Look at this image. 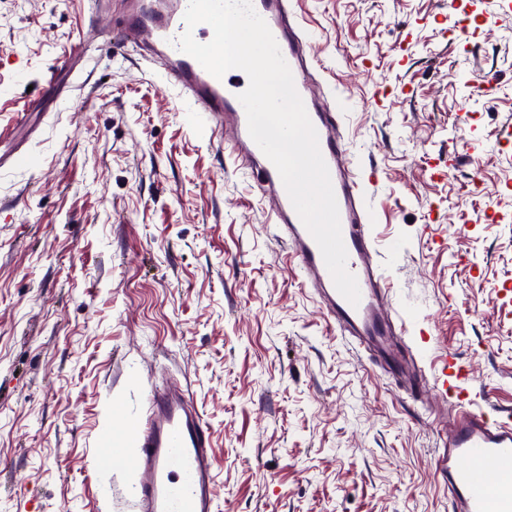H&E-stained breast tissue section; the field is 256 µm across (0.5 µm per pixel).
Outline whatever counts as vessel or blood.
I'll use <instances>...</instances> for the list:
<instances>
[{
    "label": "vessel or blood",
    "mask_w": 512,
    "mask_h": 512,
    "mask_svg": "<svg viewBox=\"0 0 512 512\" xmlns=\"http://www.w3.org/2000/svg\"><path fill=\"white\" fill-rule=\"evenodd\" d=\"M266 21L288 64L297 92L317 131L320 151L328 166L336 195L346 267L359 285L361 299L351 305L336 289L315 240L295 211L274 165L252 140L238 96L245 89L240 70L215 78L194 58L180 51L176 39L184 32L188 0L174 6L138 0L120 22L123 33L118 55H139L157 63L167 82L187 96L197 111L224 127V147L236 167L257 184L262 196L274 202L275 224L288 244L289 257L313 289L329 322L343 335L369 350L375 364L387 371L409 399L423 401L434 392L452 413L438 450L436 470L448 483L451 512H512V419L492 418L481 408L469 387L472 372L455 353L442 360L435 379L417 366L405 342L408 327L392 308L384 289L385 275L375 261L372 216L364 206V187L374 174L356 175L341 133L340 115L328 102L309 92L312 81L302 47L305 31L292 0H252ZM99 33L88 27L59 61L48 68L44 83L53 91L58 73L74 59L91 60ZM212 433L208 422L185 393L151 391L145 421L131 435L104 428L98 443L103 467H131L139 474L133 494L139 512H218L212 464ZM137 452L128 456L127 441Z\"/></svg>",
    "instance_id": "1"
}]
</instances>
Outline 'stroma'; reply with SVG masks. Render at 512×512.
Segmentation results:
<instances>
[{"label":"stroma","mask_w":512,"mask_h":512,"mask_svg":"<svg viewBox=\"0 0 512 512\" xmlns=\"http://www.w3.org/2000/svg\"><path fill=\"white\" fill-rule=\"evenodd\" d=\"M86 0H0V512H138L98 432L180 386L211 427L219 512H449L444 406L413 405L333 328L273 205L159 67L41 80ZM312 90L342 112L390 302L428 372L455 352L512 412V0H298ZM484 71L491 94L468 81ZM42 98L33 134L13 127ZM430 339L420 344V330Z\"/></svg>","instance_id":"1"}]
</instances>
